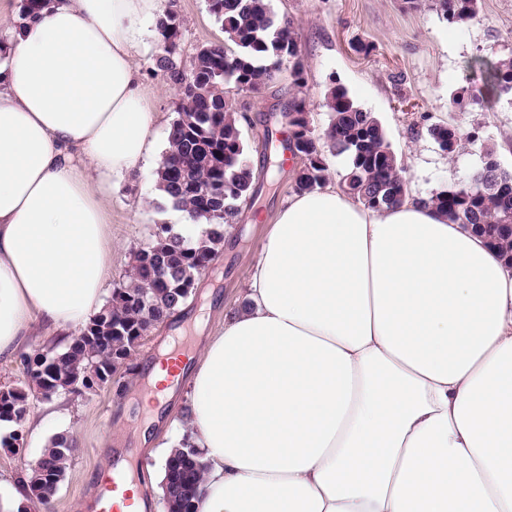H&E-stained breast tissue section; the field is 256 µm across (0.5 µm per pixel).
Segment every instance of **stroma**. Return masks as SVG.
Listing matches in <instances>:
<instances>
[{
    "instance_id": "35a3bbf8",
    "label": "stroma",
    "mask_w": 512,
    "mask_h": 512,
    "mask_svg": "<svg viewBox=\"0 0 512 512\" xmlns=\"http://www.w3.org/2000/svg\"><path fill=\"white\" fill-rule=\"evenodd\" d=\"M177 4L180 68L187 72L198 47L224 42L225 37L207 0H177ZM269 4L278 16L293 19L307 75L301 88L283 76L254 97L232 92L236 103L249 107L250 122L242 131L255 171L264 168L265 130L275 129L278 141L288 138L283 113L289 102L303 99L312 127L323 129L329 119L324 98L335 85L343 86L358 106L380 119L406 166L411 196L425 197L441 187L458 185L482 164L488 148L504 168H512V92L491 91L483 69L484 63L512 55V0H480L477 19L458 24L448 23L426 2L417 9L406 8L403 0H269ZM161 47L155 25H148L138 65L162 135L149 162L138 164L112 185L107 211L112 266L104 282L108 292L129 274L134 251L150 241L155 225L177 222L174 209L152 196L156 167L167 146L163 132L175 118L180 98L178 84L155 66ZM445 121L464 134L479 128L480 142L446 154L429 133L432 125ZM299 167L298 159H289L274 183L260 182L254 200L241 204L239 222L226 228L223 249L198 278L184 311L154 329L133 352V373L82 399L60 395L36 401V408L46 416L42 433H25L19 452L0 447V503L12 502L13 487L26 462L39 458L53 436L65 433L73 436L78 450L54 497L52 512H84L85 502L97 493L99 472L111 463L118 435L131 432L143 418V368L161 353L176 327L200 318L208 329H219L225 311L243 303L247 273L260 255L278 208L293 193ZM134 455L151 512H167L160 489L164 454L146 447L135 449Z\"/></svg>"
}]
</instances>
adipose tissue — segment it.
I'll return each mask as SVG.
<instances>
[{
  "label": "adipose tissue",
  "instance_id": "1",
  "mask_svg": "<svg viewBox=\"0 0 512 512\" xmlns=\"http://www.w3.org/2000/svg\"><path fill=\"white\" fill-rule=\"evenodd\" d=\"M162 0H54L0 71V356L100 311L113 179L151 156ZM183 367L201 512H512V268L414 197H289ZM146 408L149 446L178 381Z\"/></svg>",
  "mask_w": 512,
  "mask_h": 512
}]
</instances>
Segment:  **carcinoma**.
<instances>
[{"mask_svg":"<svg viewBox=\"0 0 512 512\" xmlns=\"http://www.w3.org/2000/svg\"><path fill=\"white\" fill-rule=\"evenodd\" d=\"M431 2L451 24L472 21L479 13V0ZM208 6L236 50L222 45L198 49L185 78L177 63V0H168L156 22L163 40L156 66L175 82H184L168 147L161 157L163 164L157 170L159 187L173 208L203 222L201 231L189 238L170 224L156 225L150 243L134 252L126 281L112 290L110 300L97 314L75 329L64 347H46L20 356L32 383L0 386V421L17 425L0 439L5 448L16 451L22 447L23 423L32 399L81 396L102 387L151 330L187 305L197 277L219 254L224 226L236 220L239 203L257 193L255 172L247 161L249 146L240 131L241 122L249 121L246 107L228 100L224 87L233 85L259 95L282 72L288 73L294 86L302 87L305 66L298 51V32L291 20L276 17L268 0H208ZM485 72L491 90L512 91V56L485 65ZM325 106L330 120L322 131L312 128L306 117L297 123L307 142L317 144L322 152L296 172L294 191L324 186L329 177L328 156L344 155L347 167L342 186L348 193L378 210L401 203L396 195L406 181V167L380 120L355 105L341 86L329 90ZM429 133L450 155L461 146L454 124L434 125ZM476 171L484 182L481 193L462 186L446 187L423 202L485 237L512 263V232L499 230L502 218L512 214V170L494 161ZM74 455L75 447L67 437L54 438L40 456L46 473L38 476L28 469L19 480L27 499L49 509ZM205 470L206 464L187 439L166 457L161 490L168 512H199Z\"/></svg>","mask_w":512,"mask_h":512,"instance_id":"cac0c4a2","label":"carcinoma"}]
</instances>
